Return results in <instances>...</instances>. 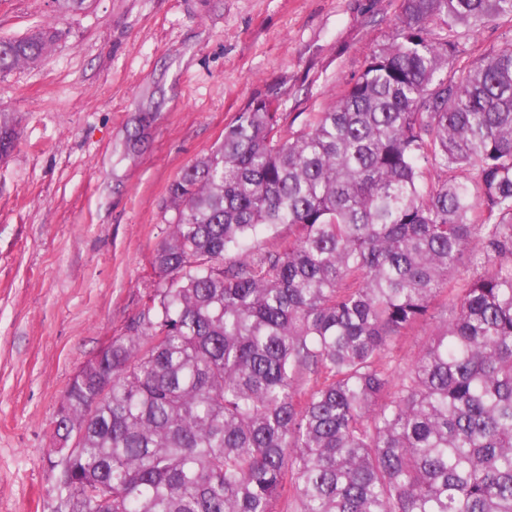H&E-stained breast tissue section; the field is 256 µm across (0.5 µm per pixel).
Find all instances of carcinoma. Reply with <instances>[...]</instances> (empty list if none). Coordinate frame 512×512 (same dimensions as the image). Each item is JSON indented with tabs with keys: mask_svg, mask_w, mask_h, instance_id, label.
<instances>
[{
	"mask_svg": "<svg viewBox=\"0 0 512 512\" xmlns=\"http://www.w3.org/2000/svg\"><path fill=\"white\" fill-rule=\"evenodd\" d=\"M512 0H403L397 41L286 134L255 98L168 188L139 319L80 369L68 512H512V46L443 74ZM50 26L0 39V74ZM14 125L0 110V158ZM288 245L237 251L258 227ZM474 273L452 286L463 254ZM408 368L389 358L440 293Z\"/></svg>",
	"mask_w": 512,
	"mask_h": 512,
	"instance_id": "cac0c4a2",
	"label": "carcinoma"
}]
</instances>
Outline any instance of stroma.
I'll return each mask as SVG.
<instances>
[{
    "label": "stroma",
    "instance_id": "35a3bbf8",
    "mask_svg": "<svg viewBox=\"0 0 512 512\" xmlns=\"http://www.w3.org/2000/svg\"><path fill=\"white\" fill-rule=\"evenodd\" d=\"M402 0H0V38L61 33L41 62L0 75L18 138L0 158V512H58L49 473L58 409L78 370L141 315L152 255L175 218L170 183L248 102L306 128L398 31ZM431 38L472 62L512 44V18ZM448 313L401 339L406 368Z\"/></svg>",
    "mask_w": 512,
    "mask_h": 512
}]
</instances>
